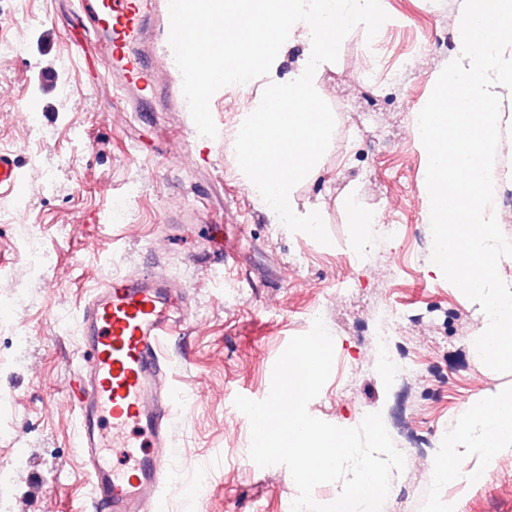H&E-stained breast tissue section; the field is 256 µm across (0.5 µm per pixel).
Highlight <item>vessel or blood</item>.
I'll use <instances>...</instances> for the list:
<instances>
[{"instance_id": "1", "label": "vessel or blood", "mask_w": 512, "mask_h": 512, "mask_svg": "<svg viewBox=\"0 0 512 512\" xmlns=\"http://www.w3.org/2000/svg\"><path fill=\"white\" fill-rule=\"evenodd\" d=\"M168 13L169 0H78L74 10L130 111L174 105L176 89L156 47ZM21 185L15 158L0 152V190ZM187 298L149 267L112 277L78 311L82 354L71 402L89 512H166L178 395L162 345L177 332Z\"/></svg>"}]
</instances>
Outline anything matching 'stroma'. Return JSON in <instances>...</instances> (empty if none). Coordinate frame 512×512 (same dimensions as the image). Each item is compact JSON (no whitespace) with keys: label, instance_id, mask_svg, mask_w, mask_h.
Segmentation results:
<instances>
[{"label":"stroma","instance_id":"obj_1","mask_svg":"<svg viewBox=\"0 0 512 512\" xmlns=\"http://www.w3.org/2000/svg\"><path fill=\"white\" fill-rule=\"evenodd\" d=\"M381 4L389 19L374 40L355 27L337 62L314 76L335 130L294 201L321 203L325 246L270 223L246 185L234 132L255 88L213 95L216 138L179 140L173 123L194 126L187 101L143 121L101 112L112 85L94 46H75L73 0H0V38H18L0 56V151L24 173L39 158L49 175L27 181L24 194L0 192V470L11 475L13 512H81L88 487L63 398L80 356L76 313L112 276L149 259L190 294L189 318L165 346L178 393L169 512H284L296 485L285 466L246 463L250 425L234 399L268 396L276 360L310 330L314 305L334 338L332 374L308 405L316 418L351 428L388 414L396 389L369 343L388 306L402 316L396 352L419 369L404 402L434 446L475 397L512 386V374H483L478 305L430 269L427 158L414 116L455 49L457 0ZM351 191L362 209L405 227L398 241L371 239L394 279L350 274ZM185 209L198 223L178 225ZM231 239L236 258L216 269L214 251ZM466 466L484 479L438 486L425 470L393 475L383 512H512V446Z\"/></svg>","mask_w":512,"mask_h":512}]
</instances>
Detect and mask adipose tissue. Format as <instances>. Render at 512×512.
Here are the masks:
<instances>
[{"label":"adipose tissue","mask_w":512,"mask_h":512,"mask_svg":"<svg viewBox=\"0 0 512 512\" xmlns=\"http://www.w3.org/2000/svg\"><path fill=\"white\" fill-rule=\"evenodd\" d=\"M466 438L469 454L491 460L512 442V386L482 394L463 414L456 433L449 435L448 461H455L459 438Z\"/></svg>","instance_id":"1"}]
</instances>
